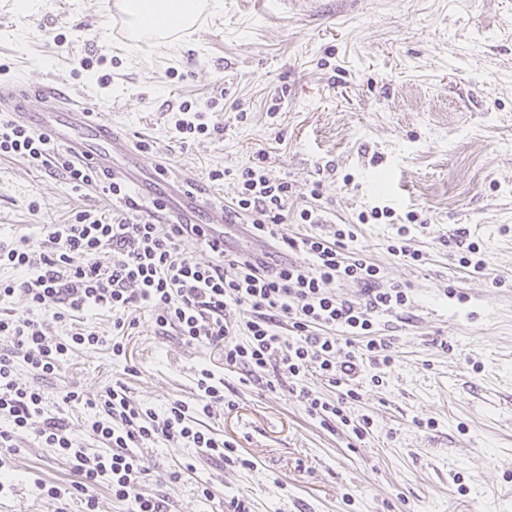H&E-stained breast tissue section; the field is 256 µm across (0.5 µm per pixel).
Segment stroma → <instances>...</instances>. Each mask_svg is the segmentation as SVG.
Segmentation results:
<instances>
[{
	"instance_id": "35a3bbf8",
	"label": "stroma",
	"mask_w": 512,
	"mask_h": 512,
	"mask_svg": "<svg viewBox=\"0 0 512 512\" xmlns=\"http://www.w3.org/2000/svg\"><path fill=\"white\" fill-rule=\"evenodd\" d=\"M223 2L220 16L178 40L133 49L103 0H42L32 15L0 0V92L23 75L90 94L124 143L148 144L147 163L191 176L199 223L238 194L235 180L211 184L209 171L238 169L261 152L271 175L291 185L290 209L353 225L348 252L378 264L384 285L411 292L407 308L377 320L393 362L365 367L348 405L352 419H371L369 434L324 428L288 381L268 387V373L185 345L145 308L130 313L125 356L112 354L111 314L87 312L80 325L103 344L72 350L43 379L17 363V382L39 388L46 412L63 413L73 436L102 453L90 423L105 390L123 387L161 412L174 399L195 401L199 369L223 377L227 401L203 424L249 464L148 443L142 489L169 498L172 512H223L234 496L252 512H512V0ZM185 101L210 106L222 132L180 144L173 113ZM121 209L99 187L75 192L51 167L0 156V239L36 246L43 223ZM410 212L419 220L410 246L423 255L414 263L387 250ZM460 232L480 242L483 273L459 267ZM53 312L0 297V315L67 336L70 323ZM69 390L84 403L64 404ZM21 444L0 470V512H56L38 484L70 483V464L33 434ZM178 469L181 480L168 482Z\"/></svg>"
}]
</instances>
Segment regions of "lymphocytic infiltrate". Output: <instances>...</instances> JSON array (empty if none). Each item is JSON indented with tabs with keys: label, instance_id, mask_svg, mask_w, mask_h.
<instances>
[{
	"label": "lymphocytic infiltrate",
	"instance_id": "obj_1",
	"mask_svg": "<svg viewBox=\"0 0 512 512\" xmlns=\"http://www.w3.org/2000/svg\"><path fill=\"white\" fill-rule=\"evenodd\" d=\"M16 154L37 165L53 164L73 189L100 187L125 210L109 219L83 211L73 223L42 225L37 251L24 242L0 240V266L31 272L17 284L0 282V297L20 295L31 308L55 303L53 316L60 322L80 312L108 310L116 357L126 354L122 337L131 325L129 312L143 302L160 330H175L190 346L212 347L225 365L269 369L275 377L292 380L315 371L332 385L346 386L352 399L363 363L391 362L390 343L377 335L375 317L403 310L410 298L406 289L383 287L376 264L344 253L354 238L349 225L284 239L292 259L269 261L226 249L205 224H173L160 234L128 182L75 164L69 150L0 116V156ZM265 160L260 154L238 169L239 190L230 211L234 217L250 215L252 235L263 240L278 237L279 225L289 219L291 197L287 182L272 177ZM189 236L206 247L210 260L181 251L182 239ZM89 253L101 254L102 262L76 264L77 256ZM335 281L357 284L358 299L337 298L328 289ZM2 336L11 339L13 349L0 353V415L9 420L8 429H0V449L17 451L18 436L34 432L40 443L69 461L77 476L70 486H48V497L62 502L80 493L87 497V512H96L98 502L88 491L103 484L113 497L130 502L131 512H170L164 498L141 489L147 469L137 450L159 438L189 444L228 466L239 463L234 444L199 422L224 400V381L212 370L199 371L195 402L173 400L160 415L132 405L124 391L106 390L105 417L91 430L107 450L93 455L64 417L46 415L39 389L17 383L15 363L23 361L37 376H50L69 352L94 348L101 336L77 328L54 341L36 321L20 316L0 317Z\"/></svg>",
	"mask_w": 512,
	"mask_h": 512
}]
</instances>
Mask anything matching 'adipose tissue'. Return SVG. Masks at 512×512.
Segmentation results:
<instances>
[{"label":"adipose tissue","instance_id":"adipose-tissue-1","mask_svg":"<svg viewBox=\"0 0 512 512\" xmlns=\"http://www.w3.org/2000/svg\"><path fill=\"white\" fill-rule=\"evenodd\" d=\"M113 6L133 34H150L167 42L194 26L201 15L220 14L223 0H114Z\"/></svg>","mask_w":512,"mask_h":512}]
</instances>
